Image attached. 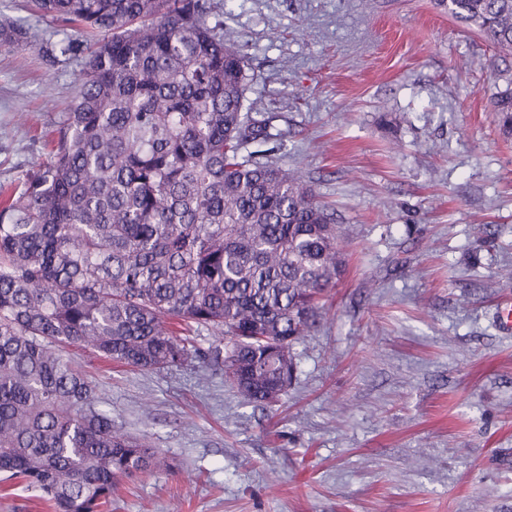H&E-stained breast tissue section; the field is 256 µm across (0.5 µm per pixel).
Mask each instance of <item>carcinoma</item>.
<instances>
[{
	"instance_id": "obj_1",
	"label": "carcinoma",
	"mask_w": 512,
	"mask_h": 512,
	"mask_svg": "<svg viewBox=\"0 0 512 512\" xmlns=\"http://www.w3.org/2000/svg\"><path fill=\"white\" fill-rule=\"evenodd\" d=\"M439 2L512 50V0ZM32 3L95 41L47 161L0 207V473L53 512H103L163 452L113 426L66 349L146 371L205 359L247 402L274 403L344 237L297 170L242 154L272 139L271 118L244 111L249 62L207 0ZM27 44L0 23L1 48ZM497 112L511 135V92ZM208 327L224 346H197Z\"/></svg>"
}]
</instances>
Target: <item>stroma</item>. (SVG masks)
<instances>
[{"label": "stroma", "mask_w": 512, "mask_h": 512, "mask_svg": "<svg viewBox=\"0 0 512 512\" xmlns=\"http://www.w3.org/2000/svg\"><path fill=\"white\" fill-rule=\"evenodd\" d=\"M251 64L245 106L274 116L268 158L298 168L347 234L320 328L274 404L216 365L112 366L74 347L114 426L166 467L105 512H512V137L495 112L512 52L436 0H211ZM0 184L19 186L67 117L72 25L0 0ZM27 32L11 22L0 23V47L22 49L28 44Z\"/></svg>", "instance_id": "1"}]
</instances>
